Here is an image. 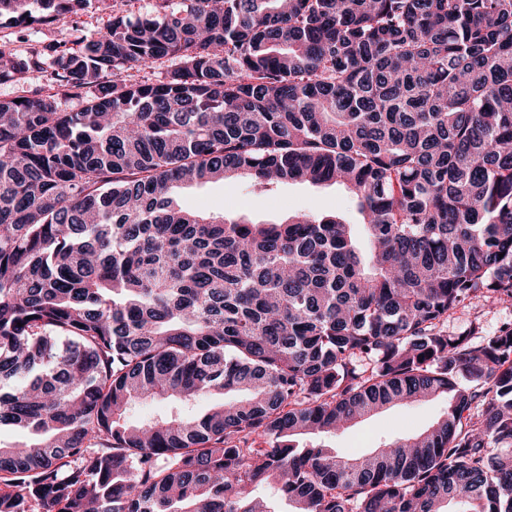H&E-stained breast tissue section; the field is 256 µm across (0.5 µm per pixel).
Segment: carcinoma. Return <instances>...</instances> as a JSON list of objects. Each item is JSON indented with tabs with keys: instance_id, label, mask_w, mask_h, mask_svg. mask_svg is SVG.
I'll return each instance as SVG.
<instances>
[{
	"instance_id": "1",
	"label": "carcinoma",
	"mask_w": 512,
	"mask_h": 512,
	"mask_svg": "<svg viewBox=\"0 0 512 512\" xmlns=\"http://www.w3.org/2000/svg\"><path fill=\"white\" fill-rule=\"evenodd\" d=\"M88 2L0 0V26ZM81 43L51 62L80 110L0 99V427L26 433L0 512H276L263 484L288 512H512V323L445 327L512 301V0H156ZM43 65L0 48V81ZM240 179L344 186L367 251L336 216L175 198ZM204 393L237 398L126 417ZM442 394L371 454L294 444ZM171 62L157 63L152 68H133L128 69L122 74L127 82L138 83H156L162 80L168 70H171ZM512 321V303L489 309L477 299L467 302L465 308H458L448 315L446 327L448 332L468 331L472 325L479 328L474 336H487L497 330L500 324ZM222 396L219 394L204 395L188 403H181L177 400H164L135 404L130 407L127 417L131 422H140L161 412H180L185 416H200L206 413L211 407L219 403Z\"/></svg>"
}]
</instances>
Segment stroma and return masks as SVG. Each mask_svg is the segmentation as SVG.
Here are the masks:
<instances>
[{
  "mask_svg": "<svg viewBox=\"0 0 512 512\" xmlns=\"http://www.w3.org/2000/svg\"><path fill=\"white\" fill-rule=\"evenodd\" d=\"M152 7L153 0H116L114 7L92 6L75 14L60 15L45 24L35 23L22 29L5 26L0 28V47L23 52L68 43L79 35L95 38L107 32L113 11L135 15ZM178 202L193 212L225 208L260 222H276L300 212L335 215L352 224L361 221L356 199L339 185L314 187L305 183H287L269 192L249 181L234 180L182 189ZM509 321H512V303L491 309L475 299L466 307L451 312L446 327L453 333L473 328L478 335L485 336ZM220 400V395L208 394L187 403L171 399L135 404L127 417L137 423L161 412L199 416ZM446 406L447 400L443 397L397 405L334 432L302 436L299 443L320 446L339 456L365 454L396 438L401 429L415 432L426 429L441 417Z\"/></svg>",
  "mask_w": 512,
  "mask_h": 512,
  "instance_id": "1",
  "label": "stroma"
}]
</instances>
